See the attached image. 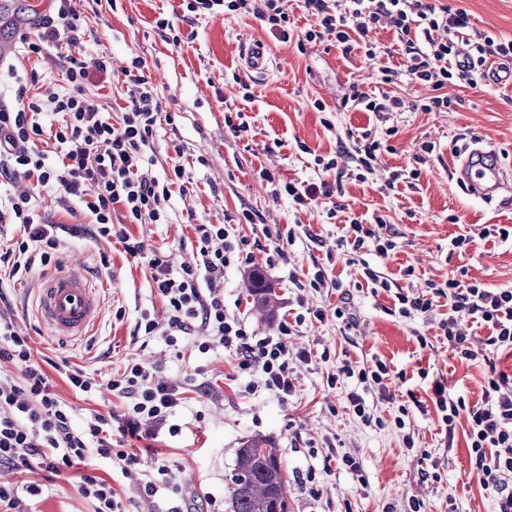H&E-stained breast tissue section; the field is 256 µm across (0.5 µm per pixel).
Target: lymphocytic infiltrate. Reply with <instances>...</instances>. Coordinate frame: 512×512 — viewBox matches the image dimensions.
Returning a JSON list of instances; mask_svg holds the SVG:
<instances>
[{
	"label": "lymphocytic infiltrate",
	"instance_id": "f902f5d3",
	"mask_svg": "<svg viewBox=\"0 0 512 512\" xmlns=\"http://www.w3.org/2000/svg\"><path fill=\"white\" fill-rule=\"evenodd\" d=\"M53 2V12L43 19L39 31L21 33L17 40L22 54L30 57L61 51L66 64L64 84H54L33 71L14 74L13 85L0 90V186L20 175L32 182L29 192L0 195V224L17 231L0 244V273L11 279L31 276L56 262L66 244L64 227L46 221L39 212L44 195H52L60 210L72 216L83 214L92 240L117 242L126 255L149 268L167 317L160 322L142 313L135 335L159 337L174 351L188 347L202 355L221 344L237 357V377L260 376L267 391L287 401L295 392L293 362L308 364L316 357L305 348L290 350L288 338L306 318L323 320L324 309L312 308L281 320L271 336L249 332L243 320L228 311L217 287L226 268L254 261L248 239L234 234L229 224L196 225V260L180 270H173L167 257L144 255L129 225L169 223L172 187L189 183L190 174L178 161L171 177L162 180L144 164L162 112L158 95L144 75V61L134 60L122 71L129 92L122 112H105L92 91L109 77L106 62L100 59L91 66L71 53L82 17L75 0ZM180 6L184 21L190 24L218 13L228 21L251 15L263 21L273 36L295 41L298 50L327 42L346 58L355 52L377 57L381 48L369 34L389 27L396 34L403 64L380 69L378 83L430 88L429 96L411 101L349 84L342 109L372 113L376 125L338 139L334 157L323 165L324 170L335 171L334 181L305 186L285 183V193L302 206L343 195L344 179L373 173L398 133L390 123L392 113L452 111L457 100L450 88L483 89L492 62L512 63L511 38L480 32L466 10L443 0H302L311 22L295 36L290 33L288 0H181ZM397 245L396 231L378 215L369 223L351 219L341 226L336 241L347 263H360L366 284L392 294L399 316L425 317L447 305L448 315L441 324L443 343L454 357L483 360L487 375L483 399L471 404L448 390L442 379H430L428 370L419 369V377L431 381V398L426 403L417 399L396 403L394 423L405 428L412 412L423 413L432 406L446 435L455 436L458 424H465L462 432L470 476L495 498L496 512H512V374L499 371L493 358L482 357L462 330L466 322L487 328V346L512 350V289L489 288L453 275L439 284L428 283L421 291L393 288L363 253L369 248L385 257ZM30 341L10 309L0 308V360L22 366L19 377L0 375V469L21 474L40 468L50 479L61 478L75 486L92 503L93 512H122L112 477L103 467L117 460L127 473L138 467L139 457L113 441L111 414L92 410L82 422H75L72 407L54 392L50 375L64 376L78 395L94 397L106 390L125 399L122 432L141 433L152 440L163 430L179 434L181 427L173 417L186 402L182 388L155 380L153 369L136 359L104 383L66 359L44 366L32 360ZM389 375L381 358L363 365L346 360L328 374L327 383L357 381L347 400L355 415L369 424L374 415L362 392L371 388L379 400L395 403L386 385Z\"/></svg>",
	"mask_w": 512,
	"mask_h": 512
}]
</instances>
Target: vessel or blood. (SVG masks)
I'll list each match as a JSON object with an SVG mask.
<instances>
[{
    "mask_svg": "<svg viewBox=\"0 0 512 512\" xmlns=\"http://www.w3.org/2000/svg\"><path fill=\"white\" fill-rule=\"evenodd\" d=\"M245 71L263 76L272 59L262 44L250 43L241 56ZM458 184L483 199L512 186V168L500 163L495 149L483 145L470 149L454 166ZM101 311L99 289L80 263L71 261L51 272L38 290V313L48 333L77 339L97 321Z\"/></svg>",
    "mask_w": 512,
    "mask_h": 512,
    "instance_id": "b4317fda",
    "label": "vessel or blood"
}]
</instances>
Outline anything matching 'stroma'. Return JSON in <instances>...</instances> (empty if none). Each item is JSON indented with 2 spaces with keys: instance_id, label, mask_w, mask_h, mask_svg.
I'll return each instance as SVG.
<instances>
[{
  "instance_id": "35a3bbf8",
  "label": "stroma",
  "mask_w": 512,
  "mask_h": 512,
  "mask_svg": "<svg viewBox=\"0 0 512 512\" xmlns=\"http://www.w3.org/2000/svg\"><path fill=\"white\" fill-rule=\"evenodd\" d=\"M465 9L474 28L488 34L512 38V0H447ZM84 33L76 52L104 56L109 70H120L133 59H142L145 74L154 85L165 112L174 122H161L146 157L156 175H164L174 156L190 167L192 182L171 199V221L167 224H132L129 232L142 241L145 252L167 255L173 267L193 262L196 254L195 225L220 224L237 218L242 210L255 212L254 223L237 226L247 237L255 262L275 291L271 315L259 314L245 288L249 273L227 268L224 272V303L236 308L249 330L257 335L275 333L296 295L306 304L326 310L323 321H308L288 338L292 349L307 347L314 353L329 351V362L295 363L296 391L288 402L255 386L245 391V382L234 377L235 360L222 346L201 355L191 349L175 354L160 338L143 340L134 333L141 313L163 316L164 306L155 292L148 271L140 263L113 252L111 269L97 268L96 245L87 234L68 237L65 257L83 262L85 272L100 285L101 314L88 333L77 340L60 339L43 331L35 314L36 281L3 280L4 291L31 337L35 361L65 358L84 366L87 372L106 379L123 370L127 359L136 357L158 367L160 377L184 387L189 400L176 423L180 435L164 437L159 449L177 470L183 491L190 497L214 496L227 501V483L242 442L254 436L275 446L288 479L290 512H409L410 500L421 503V512H495L496 504L469 475L470 461L463 434L447 439L435 410L413 413L405 428H397L396 405L375 395L367 400L383 426H366L348 406V385L328 386L331 365L383 358L392 371L389 388L401 396L413 392L427 400L429 381L417 378L418 368L444 377L456 394L467 402L481 400L487 368L483 361L463 362L451 357L443 344L437 319H411L389 315L393 305L387 293L356 287L357 266L339 262L329 267L330 277L342 279L349 298L336 290L297 292L289 274L307 280L315 265L324 264L327 252L335 251L338 226L347 216L378 214L394 224L400 234L398 247L388 257L369 255L371 264L395 280L399 287L423 288L426 282H443L451 273H464L467 281L490 288H512V241L479 238L483 224L512 226V189L493 200L468 195L450 177L459 159L454 146L457 135L471 132L483 144L494 147L504 164L512 166V89L490 85L476 91L452 89L461 104L450 112H406L398 117L393 152L383 153L375 172L367 180L348 179L340 202L344 214L328 218L327 203L299 206L276 184H308L334 180V172L323 171L316 157L331 158L336 138L369 124V113L345 112L338 104L350 82L368 92H379L372 74L380 66H399L394 33L378 29L371 34L387 53L378 60L357 55L343 58L336 47L308 46L297 50L294 43L280 42L253 16L233 21L223 16L203 18L195 24L182 22L179 0H117L114 9L93 13L82 9ZM164 17L183 34L180 45L165 42L155 27ZM263 42L274 61L261 77L251 75L250 100H241L235 76L242 74L240 54L243 39ZM321 100L327 115L312 103ZM248 116L252 130L233 136L224 124L227 110ZM332 120L325 128L322 117ZM431 141L436 151L425 165L415 188L398 184L388 190L384 181L390 171L413 165L421 142ZM269 170L270 179L260 176ZM300 225L305 236L287 249V260L269 268L265 260L275 243L268 230ZM472 236L466 252L449 255L448 243L458 234ZM414 267L413 277H402L404 267ZM348 301L357 316L356 327L344 328L333 310ZM124 308L123 319L114 316ZM434 339V346L420 348L418 336ZM413 433L417 446L407 450L405 433ZM334 440L338 454L351 455L363 467L362 478H353L341 464L322 470L321 451ZM152 458H144L130 475L112 467V486L126 512H169L179 500L167 490L152 497L144 483L152 472ZM315 469L319 494H311L300 476ZM30 481L41 484L43 493L37 512H93L92 504L70 484L44 480L32 472Z\"/></svg>"
}]
</instances>
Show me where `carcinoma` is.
Segmentation results:
<instances>
[{"label": "carcinoma", "mask_w": 512, "mask_h": 512, "mask_svg": "<svg viewBox=\"0 0 512 512\" xmlns=\"http://www.w3.org/2000/svg\"><path fill=\"white\" fill-rule=\"evenodd\" d=\"M250 291L260 292L263 298L256 299L258 310L272 309L275 293L266 283L253 285ZM288 480L285 478L277 450L262 437L242 442L237 450L235 468L228 486L231 512H288Z\"/></svg>", "instance_id": "cac0c4a2"}]
</instances>
